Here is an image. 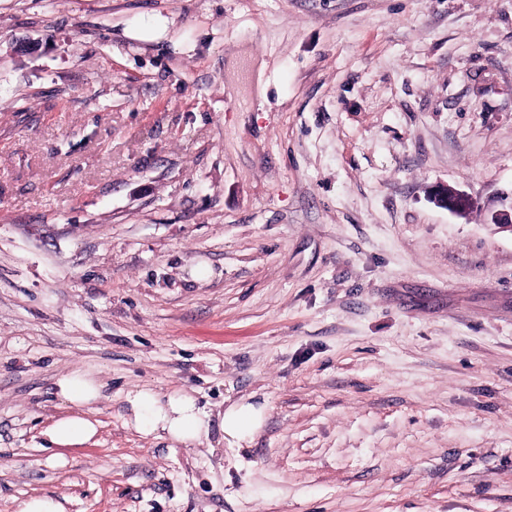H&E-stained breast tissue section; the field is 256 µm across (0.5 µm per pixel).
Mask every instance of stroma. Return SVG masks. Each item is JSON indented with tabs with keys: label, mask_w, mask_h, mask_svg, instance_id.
<instances>
[{
	"label": "stroma",
	"mask_w": 512,
	"mask_h": 512,
	"mask_svg": "<svg viewBox=\"0 0 512 512\" xmlns=\"http://www.w3.org/2000/svg\"><path fill=\"white\" fill-rule=\"evenodd\" d=\"M511 193L512 0H0V512H512ZM432 198L439 207L457 215L466 214L475 205L472 197L448 185L437 186L433 191ZM59 396L75 407L89 406L100 397V386L88 375L74 372L57 381ZM129 422L137 431L149 435L164 433L171 441L193 442L210 431V414L195 398L172 393L165 401L151 389H139L126 396ZM265 406L252 402L234 404L226 411L222 430L227 441H243L252 436L263 424ZM97 427L90 419L74 414L57 419L46 431L52 444L78 446L87 443L96 433Z\"/></svg>",
	"instance_id": "stroma-1"
}]
</instances>
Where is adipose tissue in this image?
I'll use <instances>...</instances> for the list:
<instances>
[{
  "instance_id": "1",
  "label": "adipose tissue",
  "mask_w": 512,
  "mask_h": 512,
  "mask_svg": "<svg viewBox=\"0 0 512 512\" xmlns=\"http://www.w3.org/2000/svg\"><path fill=\"white\" fill-rule=\"evenodd\" d=\"M126 402L131 424L143 434L161 433L171 441L187 443L210 431L209 413L191 396L173 393L162 400L153 390L139 389L128 393ZM264 415L261 404L245 402L228 407L222 420L225 439L246 440L262 426ZM96 431L94 422L77 413L57 419L46 435L54 445L78 446L87 443Z\"/></svg>"
}]
</instances>
